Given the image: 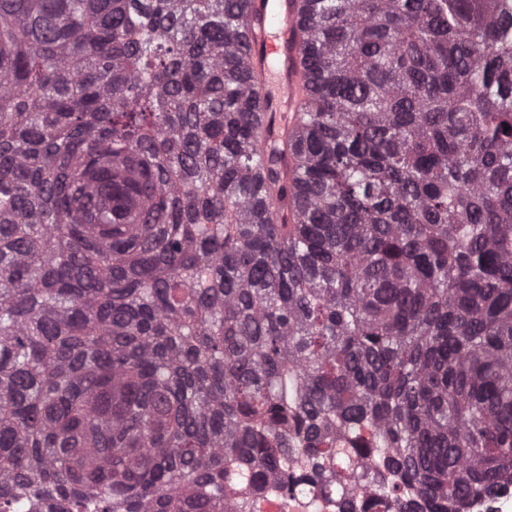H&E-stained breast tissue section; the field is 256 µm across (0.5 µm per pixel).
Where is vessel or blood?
<instances>
[{
	"label": "vessel or blood",
	"instance_id": "obj_1",
	"mask_svg": "<svg viewBox=\"0 0 512 512\" xmlns=\"http://www.w3.org/2000/svg\"><path fill=\"white\" fill-rule=\"evenodd\" d=\"M298 25L291 0H257L250 28L253 63L260 75L257 92L260 103H271L280 131L287 130L301 101Z\"/></svg>",
	"mask_w": 512,
	"mask_h": 512
}]
</instances>
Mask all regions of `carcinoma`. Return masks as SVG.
Here are the masks:
<instances>
[{
  "instance_id": "obj_1",
  "label": "carcinoma",
  "mask_w": 512,
  "mask_h": 512,
  "mask_svg": "<svg viewBox=\"0 0 512 512\" xmlns=\"http://www.w3.org/2000/svg\"><path fill=\"white\" fill-rule=\"evenodd\" d=\"M0 0V512H470L512 486V18ZM509 130H504V127ZM253 14L250 39L254 43L253 63L259 72L257 87L259 104L266 110L267 101L276 112L275 129L284 131L301 101L300 79L296 62L299 61V42L295 39L299 25L292 0H257ZM275 63V68L270 63Z\"/></svg>"
}]
</instances>
